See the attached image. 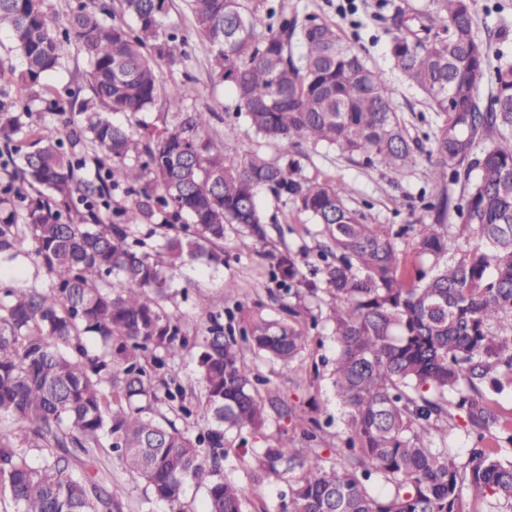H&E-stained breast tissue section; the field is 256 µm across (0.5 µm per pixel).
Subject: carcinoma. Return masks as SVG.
<instances>
[{"label":"carcinoma","instance_id":"obj_1","mask_svg":"<svg viewBox=\"0 0 512 512\" xmlns=\"http://www.w3.org/2000/svg\"><path fill=\"white\" fill-rule=\"evenodd\" d=\"M134 27L80 0L55 25L45 0H0L8 31L36 85L61 65L63 42L83 51L94 99L63 132L38 124V149L21 155L17 177L44 189L30 199L0 190V255L31 242L52 287L8 288L0 298V512H123L108 466L142 484L154 501L186 512L188 489L205 491L204 512H247L242 488L224 478L229 436L261 434L274 418L320 423L277 395L244 362L242 350L291 370L309 333L297 312L247 313L239 334L214 321L202 337L165 308L167 265L224 263L226 225L266 238L257 191L307 215L322 264L311 277L297 254L280 253L273 279L330 300L336 338L332 376L344 431L326 457L277 441L253 455L249 477L289 476L278 512H469L464 492L486 512H512V423L497 397L512 393V61L491 59L476 31L471 0H429L425 10L392 6L388 52L402 78L435 113L428 157L433 186L461 184L458 203L439 191L435 223L410 225L408 265L397 235L367 224L342 183L301 175L300 160L242 149L230 132L216 144L208 119L184 102L186 84L162 89L158 63L185 65L187 38L165 28L168 0H122ZM214 77L233 90L235 117L282 153L307 144L404 175L419 140L411 137L382 73L316 16H288L261 0H188ZM489 83L483 103L479 89ZM176 109L173 127L119 126L110 113ZM0 89V137L32 132L31 116ZM479 170L472 181L471 169ZM123 187L124 204L111 206ZM22 209L23 223L17 222ZM457 217V225L444 223ZM175 234L155 254L130 242L133 227ZM96 340L90 352L85 338ZM197 359L201 392L163 369ZM210 418L193 435L179 426ZM476 438L462 462L436 437L459 415ZM42 453L41 465L28 451ZM386 490L372 491L371 478Z\"/></svg>","mask_w":512,"mask_h":512}]
</instances>
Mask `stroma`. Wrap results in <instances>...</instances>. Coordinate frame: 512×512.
<instances>
[{
  "instance_id": "obj_1",
  "label": "stroma",
  "mask_w": 512,
  "mask_h": 512,
  "mask_svg": "<svg viewBox=\"0 0 512 512\" xmlns=\"http://www.w3.org/2000/svg\"><path fill=\"white\" fill-rule=\"evenodd\" d=\"M284 2L289 13L301 18L310 14L318 16L335 24L345 43L363 47L370 64L382 72L411 136L421 139L430 132L434 114L422 96L404 83L393 65L388 53L387 24L383 11L377 7L378 0ZM472 5L477 31L489 44L491 54L502 53L512 58V38L504 41L498 36L502 25H512V0H473ZM166 24L187 37L189 59L178 69L161 67L162 82L168 89L184 82L192 83L196 95L187 100V109L215 111L216 116L210 119L208 130L215 140H223L224 124L217 115L233 106L234 96L212 76L209 49L194 33L185 0H169ZM88 71L85 57L71 45L64 52L61 67L46 76L40 85L24 86L5 79L0 81V86L21 98L30 111L40 113L47 124L57 125L61 117L52 108L54 99L66 97L72 89L77 91L79 100L92 98ZM430 170L423 153L418 154L414 167L403 177L390 175L377 165L349 160L340 152L325 148L310 154L302 162L304 176L348 184L351 188L349 204L365 214L367 223L385 224L399 231L398 247L406 258L413 257L414 250L412 235L405 232L404 227L425 213L424 206L433 192ZM260 200L264 214L277 218L276 223L268 227L267 241L261 242L242 233L239 226L227 227L222 245L225 264L215 266L194 261L175 269L165 305L183 314L187 333L191 336L201 335L206 329L213 299L229 282L234 285L235 298L246 302L253 312L277 318L282 314V306L288 305L298 311L300 321L318 316L319 326L312 331L310 342L293 369H284L249 351L245 352L244 360L289 404L302 407L308 415L325 421L320 446L332 448L344 425L330 375L336 341L329 319V303L295 297L294 293L278 288L272 279L274 257L280 251L302 250L307 262L318 263L314 226L307 217L292 206L277 202L269 193H261ZM224 475L244 489L249 504L268 508L269 512H276L280 495L288 490V483L283 478H273L261 486H254L245 467L236 460L225 467Z\"/></svg>"
}]
</instances>
